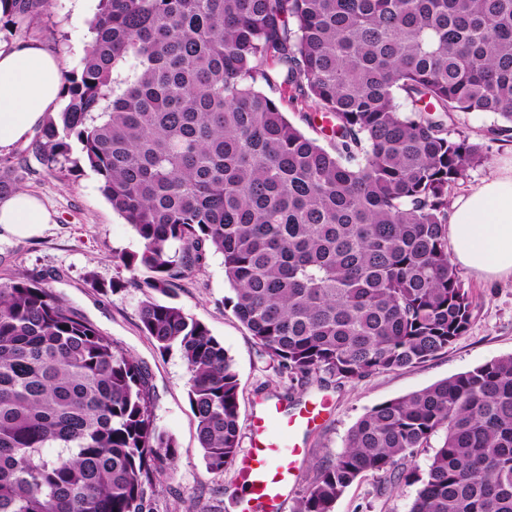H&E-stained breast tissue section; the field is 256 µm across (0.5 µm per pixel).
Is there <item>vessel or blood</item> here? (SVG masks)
Segmentation results:
<instances>
[{
    "label": "vessel or blood",
    "mask_w": 512,
    "mask_h": 512,
    "mask_svg": "<svg viewBox=\"0 0 512 512\" xmlns=\"http://www.w3.org/2000/svg\"><path fill=\"white\" fill-rule=\"evenodd\" d=\"M320 413L315 405L290 415L281 404L269 403L256 417L252 444L240 462L239 474L241 485L264 512H283L288 493L299 479L297 458L302 450L295 436L315 424Z\"/></svg>",
    "instance_id": "vessel-or-blood-1"
}]
</instances>
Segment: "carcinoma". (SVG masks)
I'll return each instance as SVG.
<instances>
[{
  "label": "carcinoma",
  "instance_id": "obj_1",
  "mask_svg": "<svg viewBox=\"0 0 512 512\" xmlns=\"http://www.w3.org/2000/svg\"><path fill=\"white\" fill-rule=\"evenodd\" d=\"M46 5L0 0V26ZM91 30L28 151L87 166L134 228L139 249L118 256L132 276L103 291L168 296L219 253L224 305L291 381L412 367L467 331L448 202L486 154L448 124L491 112L488 134L512 139V0H100ZM264 86L312 100L301 120L329 146ZM18 189L0 167V198ZM152 293L143 331L186 360L202 458L222 472L241 439L233 361ZM439 434L424 473L405 465ZM176 457L143 366L40 282L0 279V512H158ZM368 473L420 484L409 512H512V355L366 412L297 512H334Z\"/></svg>",
  "mask_w": 512,
  "mask_h": 512
}]
</instances>
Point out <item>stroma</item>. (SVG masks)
<instances>
[{"label":"stroma","instance_id":"obj_1","mask_svg":"<svg viewBox=\"0 0 512 512\" xmlns=\"http://www.w3.org/2000/svg\"><path fill=\"white\" fill-rule=\"evenodd\" d=\"M98 8L99 0H52L30 28L16 34L2 30L0 40L19 37L39 41L60 57L64 71H76L87 53ZM494 121V114L489 112L458 114V129L483 143L487 160L458 181L454 195L465 194L490 177L512 152V144L486 139L485 131ZM25 149L21 143L1 151L0 166L27 162L21 186L43 200L53 222L31 237L0 230V278L20 276L40 281L62 297L76 315L108 336L116 349L144 366L156 423L178 444L174 467L155 482L160 512H186L191 506L197 512H246L234 468L214 473L203 462L188 400L190 373L178 350L160 353L143 332L139 320L142 291L100 290L101 285L129 279L119 256L138 250L140 242L134 228L101 194L93 172L75 176L65 170L47 169L27 159ZM459 276L473 301L472 319L466 333L442 355L402 370H379L361 380L340 382L323 372L295 385L278 374L275 363L262 355L249 331L232 309L225 307L224 299L232 290L224 278L220 254L207 253L202 264L180 281L174 303L223 342L238 373L241 448H249L252 423L265 404L291 400L300 409L321 398L328 401L314 426L298 435L305 452L297 462L300 478L284 512H295L319 466L342 451L350 429L374 406L512 354V280L490 281L465 268L460 269ZM378 486L377 476L357 479L337 500L334 512H408L418 490L417 485L403 482L382 494Z\"/></svg>","mask_w":512,"mask_h":512}]
</instances>
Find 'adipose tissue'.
<instances>
[{
    "mask_svg": "<svg viewBox=\"0 0 512 512\" xmlns=\"http://www.w3.org/2000/svg\"><path fill=\"white\" fill-rule=\"evenodd\" d=\"M63 70L41 43L0 42V150L25 141L59 100ZM44 204L28 191L0 199V227L26 235L50 223ZM448 243L455 260L478 275L512 278V156L497 172L448 205Z\"/></svg>",
    "mask_w": 512,
    "mask_h": 512,
    "instance_id": "1",
    "label": "adipose tissue"
}]
</instances>
